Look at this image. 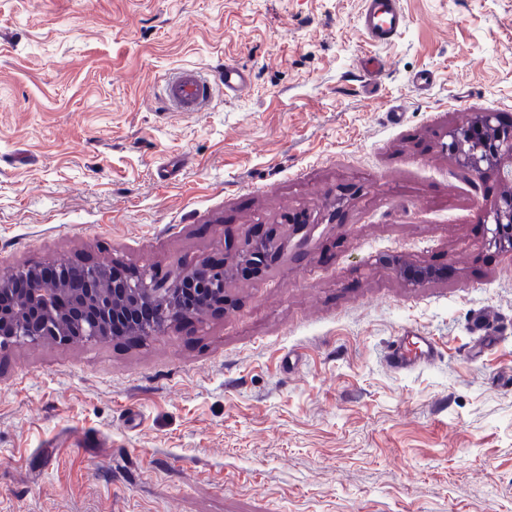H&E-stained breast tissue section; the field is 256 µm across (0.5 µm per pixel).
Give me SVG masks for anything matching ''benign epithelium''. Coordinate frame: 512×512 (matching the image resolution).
Listing matches in <instances>:
<instances>
[{
    "label": "benign epithelium",
    "mask_w": 512,
    "mask_h": 512,
    "mask_svg": "<svg viewBox=\"0 0 512 512\" xmlns=\"http://www.w3.org/2000/svg\"><path fill=\"white\" fill-rule=\"evenodd\" d=\"M450 142L443 148L454 156L459 169L472 184H477L488 169L494 167L500 180L512 183V168L498 163L512 159V125L500 121L495 112H481L473 119L456 125L448 132ZM487 244L512 251V191L500 196L487 214ZM279 241L272 231L255 236L243 247L224 241V264L201 263L182 269L166 281L155 283L152 275L139 272L134 279L120 278L108 266L87 267L88 287L79 291L49 288L46 282L66 277L68 263L52 266V273L42 275L36 269L18 268L0 275V291L9 287L17 276L31 284L21 299L8 310L0 308V348L14 343H38L47 338L68 342L74 338L97 340L108 335L112 323L132 325L142 338L161 335L173 321L201 318L207 309L194 311L180 306L185 293L215 297L224 303V294L212 293V282L255 279L274 263ZM406 281L416 284L439 276L431 266H407L399 269Z\"/></svg>",
    "instance_id": "obj_1"
}]
</instances>
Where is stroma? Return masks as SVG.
Masks as SVG:
<instances>
[{
	"label": "stroma",
	"mask_w": 512,
	"mask_h": 512,
	"mask_svg": "<svg viewBox=\"0 0 512 512\" xmlns=\"http://www.w3.org/2000/svg\"><path fill=\"white\" fill-rule=\"evenodd\" d=\"M399 2L379 46L362 0H0V272L285 241L204 321L0 350V512H512V251L483 224L512 187L441 148L512 122V0ZM182 65L206 110L160 103ZM399 336L436 358L392 370ZM250 83V74L246 70L225 64L224 66V94L236 95Z\"/></svg>",
	"instance_id": "1"
}]
</instances>
